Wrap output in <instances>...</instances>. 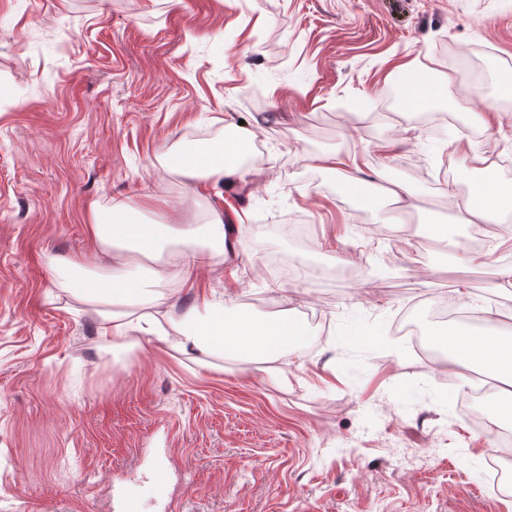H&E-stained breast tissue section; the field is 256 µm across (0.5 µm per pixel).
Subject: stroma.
<instances>
[{"instance_id": "1", "label": "stroma", "mask_w": 512, "mask_h": 512, "mask_svg": "<svg viewBox=\"0 0 512 512\" xmlns=\"http://www.w3.org/2000/svg\"><path fill=\"white\" fill-rule=\"evenodd\" d=\"M479 47L512 81V0H0V512H122L127 485L140 512H512V492L489 483L497 426H474L459 386L392 334L404 311L424 316L463 292L512 306L494 264L454 271L425 232L451 222L444 192L463 194L472 174L454 140L420 126L405 140V122L377 110L396 66L426 64L484 111L483 88L444 57ZM239 122L267 179L191 194L161 167ZM387 138L399 150L378 153ZM344 146L377 172L365 187L374 209L314 161ZM476 146L512 176V108ZM413 155L414 172L403 166ZM394 180L416 196L401 224L384 191ZM116 199L152 224H201L213 204L241 216L235 268L202 267L179 285L150 261L149 282L180 307L230 286L256 316L310 313L304 333L323 344L285 354L275 374L220 355L205 367L160 343L113 356L99 304L63 290L49 261L105 267L89 224ZM355 214L376 235L346 226ZM297 215L315 249L268 237ZM270 251L304 275L278 279ZM339 264L359 268L363 286L322 278ZM364 333L387 343H357Z\"/></svg>"}]
</instances>
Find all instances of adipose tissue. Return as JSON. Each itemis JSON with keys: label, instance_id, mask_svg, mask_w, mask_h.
I'll return each instance as SVG.
<instances>
[{"label": "adipose tissue", "instance_id": "1", "mask_svg": "<svg viewBox=\"0 0 512 512\" xmlns=\"http://www.w3.org/2000/svg\"><path fill=\"white\" fill-rule=\"evenodd\" d=\"M432 100L457 109L447 80L437 77L433 68L419 69L415 78L400 92L404 111L414 112L422 101ZM254 133L246 126L234 130L217 143L215 149L192 154L170 155L165 165L181 175L188 189L197 181L252 182L254 168L245 166ZM464 159L477 176L465 195H449L456 212V225L500 224L512 216V180L497 175V164L476 148L464 151ZM90 236L100 254L111 257L108 274L89 278L83 263L76 259L50 261L53 271L63 272L64 286H77L86 299L102 303L98 332L108 346L131 350L160 342L183 353L205 356L220 354L236 361L274 362L288 346L301 338L302 329L289 314L275 319L255 316L235 308L233 292L223 301L194 304L179 315L164 309V295L149 290L140 277L141 262L169 256L171 278L180 283L192 280L198 268L234 254L241 226L224 221L223 208L211 209L202 224H145L125 201H113L110 208L94 209ZM181 251L168 255L169 246ZM140 308L136 318H127L122 309ZM484 324L475 330L448 322L424 330L430 342L444 350L448 371L462 384H470L474 369H482L496 382L489 406V419L499 426L512 425V308L487 310Z\"/></svg>", "mask_w": 512, "mask_h": 512}]
</instances>
